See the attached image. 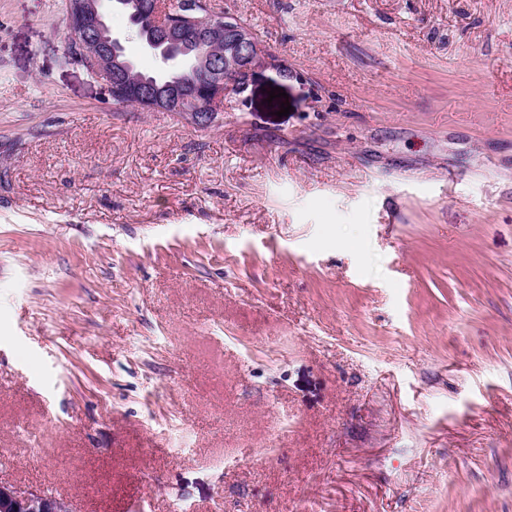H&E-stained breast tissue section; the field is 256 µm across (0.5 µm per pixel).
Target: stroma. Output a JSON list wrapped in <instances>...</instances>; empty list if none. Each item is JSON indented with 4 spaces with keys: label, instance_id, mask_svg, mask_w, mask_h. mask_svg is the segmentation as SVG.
Here are the masks:
<instances>
[{
    "label": "stroma",
    "instance_id": "1",
    "mask_svg": "<svg viewBox=\"0 0 512 512\" xmlns=\"http://www.w3.org/2000/svg\"><path fill=\"white\" fill-rule=\"evenodd\" d=\"M223 3L273 62L197 127L0 0V481L512 512V0Z\"/></svg>",
    "mask_w": 512,
    "mask_h": 512
}]
</instances>
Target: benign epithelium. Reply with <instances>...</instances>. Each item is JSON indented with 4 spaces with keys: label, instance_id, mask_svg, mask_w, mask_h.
<instances>
[{
    "label": "benign epithelium",
    "instance_id": "benign-epithelium-1",
    "mask_svg": "<svg viewBox=\"0 0 512 512\" xmlns=\"http://www.w3.org/2000/svg\"><path fill=\"white\" fill-rule=\"evenodd\" d=\"M203 8L196 9L187 20L193 36L185 27L171 21L177 0H66L65 51L68 57L80 61L95 78L105 82L115 99L139 101L149 111L180 112L191 123L205 125L222 111L224 95L234 87L243 90L249 74L271 61V57L255 38L250 28L236 20L230 12L218 7L215 0H202ZM117 9L129 10L135 16L148 17L159 29L158 37L144 40V48L166 57V49L180 45L189 38L216 40L228 33L235 43L232 56L211 52L198 54L197 65L205 75L202 92L173 91L164 93L149 80H129L130 63L123 59V45L112 33L109 15ZM0 512H72L66 499L38 490L20 491L0 481Z\"/></svg>",
    "mask_w": 512,
    "mask_h": 512
}]
</instances>
